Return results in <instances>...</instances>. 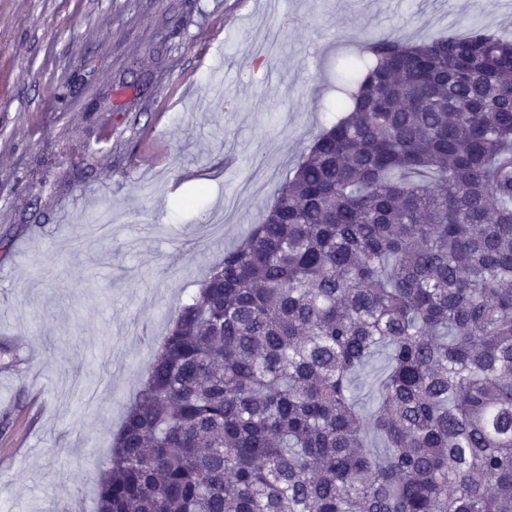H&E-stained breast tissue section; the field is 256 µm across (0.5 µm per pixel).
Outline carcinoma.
<instances>
[{
  "instance_id": "obj_1",
  "label": "carcinoma",
  "mask_w": 512,
  "mask_h": 512,
  "mask_svg": "<svg viewBox=\"0 0 512 512\" xmlns=\"http://www.w3.org/2000/svg\"><path fill=\"white\" fill-rule=\"evenodd\" d=\"M336 92L170 314L97 512H512V39H366Z\"/></svg>"
}]
</instances>
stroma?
Listing matches in <instances>:
<instances>
[{
  "label": "stroma",
  "mask_w": 512,
  "mask_h": 512,
  "mask_svg": "<svg viewBox=\"0 0 512 512\" xmlns=\"http://www.w3.org/2000/svg\"><path fill=\"white\" fill-rule=\"evenodd\" d=\"M512 0H0V512H96L167 313L260 223L361 40Z\"/></svg>",
  "instance_id": "35a3bbf8"
}]
</instances>
